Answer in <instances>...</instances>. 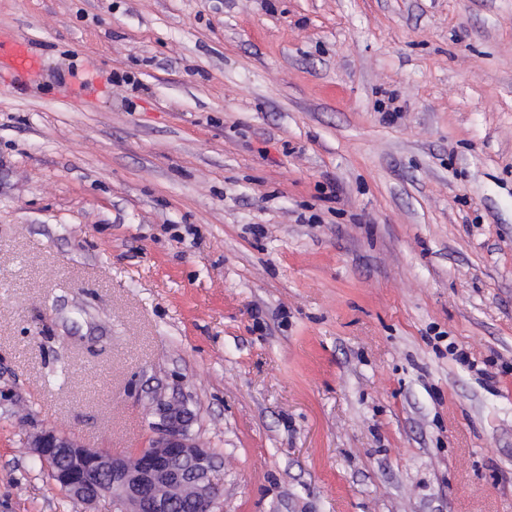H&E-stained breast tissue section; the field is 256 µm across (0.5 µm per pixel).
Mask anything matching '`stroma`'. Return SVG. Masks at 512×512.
<instances>
[{
  "label": "stroma",
  "instance_id": "obj_1",
  "mask_svg": "<svg viewBox=\"0 0 512 512\" xmlns=\"http://www.w3.org/2000/svg\"><path fill=\"white\" fill-rule=\"evenodd\" d=\"M0 30L41 61L0 76V512H113L28 439L135 454L158 395L215 512H512V0H0Z\"/></svg>",
  "mask_w": 512,
  "mask_h": 512
}]
</instances>
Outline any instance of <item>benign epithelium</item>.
Instances as JSON below:
<instances>
[{
  "label": "benign epithelium",
  "mask_w": 512,
  "mask_h": 512,
  "mask_svg": "<svg viewBox=\"0 0 512 512\" xmlns=\"http://www.w3.org/2000/svg\"><path fill=\"white\" fill-rule=\"evenodd\" d=\"M157 414L149 447L134 456L89 448L53 428L33 434L30 447L55 482L87 506L110 497L113 512H173L175 492L192 512H214L216 458L194 442L184 404L161 399Z\"/></svg>",
  "instance_id": "obj_1"
}]
</instances>
